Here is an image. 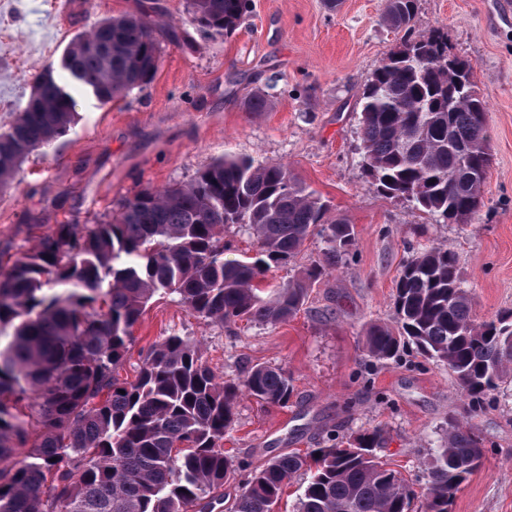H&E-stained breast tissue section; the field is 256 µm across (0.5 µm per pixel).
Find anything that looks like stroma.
Wrapping results in <instances>:
<instances>
[{"label": "stroma", "mask_w": 512, "mask_h": 512, "mask_svg": "<svg viewBox=\"0 0 512 512\" xmlns=\"http://www.w3.org/2000/svg\"><path fill=\"white\" fill-rule=\"evenodd\" d=\"M383 7L384 0H342L333 11L325 0H251L240 27L214 38L190 23L188 0H0L13 29L0 40V126L24 108L35 75L59 67L71 38L101 18L148 15L161 48L152 81L126 99L104 104L75 91V124L0 188V263L56 225L108 220L145 187L187 183L224 154L285 165L328 204V218L353 226L355 243L340 267L276 326L212 324L177 296H155L123 374L133 375L141 356L172 334L197 344L228 382L256 365L288 372V405L237 399L224 449L240 467L221 489L225 503L269 457L379 424L387 429L384 460L417 492L410 512H424V462L449 419L469 418L484 463L448 512H512V384L473 417L447 366L412 348L376 362L360 338L366 325L392 322L395 281L425 246L456 252L478 319L512 310V22L490 25L491 0H418L413 34L443 29L449 53L472 63L487 101L492 164L483 204L470 223L444 224L362 177L359 99L401 43L381 24ZM257 94L268 110L247 112Z\"/></svg>", "instance_id": "stroma-1"}]
</instances>
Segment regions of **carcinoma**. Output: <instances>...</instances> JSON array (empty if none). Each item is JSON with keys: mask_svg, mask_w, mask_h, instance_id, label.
Instances as JSON below:
<instances>
[{"mask_svg": "<svg viewBox=\"0 0 512 512\" xmlns=\"http://www.w3.org/2000/svg\"><path fill=\"white\" fill-rule=\"evenodd\" d=\"M417 2L387 0L382 23L410 30ZM248 4L190 0V23L226 37ZM63 58L52 80L35 76L29 106L0 130V185L66 133L74 90L102 103L143 90L160 45L147 16L127 14L77 34ZM360 106L368 186L413 202L438 223H469L487 180L474 164H491L487 104L471 62L449 55L438 30L406 38L374 70ZM326 214L287 166L226 154L188 183L141 190L109 221L58 225L0 268V330L13 328L0 343V512H213L206 494L236 471L223 441L239 393L283 406L292 379L281 367L255 365L242 382H224L177 334L150 348L134 379L122 378L133 329L159 294L178 295L214 324L287 321L354 244L353 226ZM232 225L253 231L256 256H224ZM313 235L325 243L322 259L264 293L266 274L293 263ZM363 341L381 363L415 346L448 366L475 408L512 382V312L476 320L446 245L425 247L404 264L394 325H369ZM385 442L386 430L373 426L345 448L275 455L251 472L230 512H273L301 473L297 512H409L414 492L378 455ZM483 457L469 421L448 423L427 464L425 512H448Z\"/></svg>", "mask_w": 512, "mask_h": 512, "instance_id": "1", "label": "carcinoma"}]
</instances>
